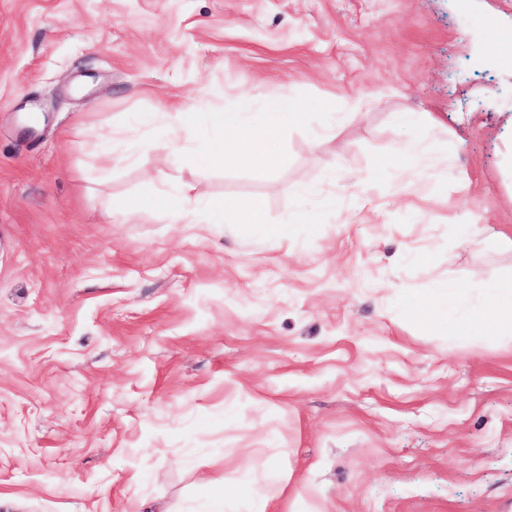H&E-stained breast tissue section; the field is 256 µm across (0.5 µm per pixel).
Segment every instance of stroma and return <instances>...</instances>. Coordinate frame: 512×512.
<instances>
[{"instance_id": "1", "label": "stroma", "mask_w": 512, "mask_h": 512, "mask_svg": "<svg viewBox=\"0 0 512 512\" xmlns=\"http://www.w3.org/2000/svg\"><path fill=\"white\" fill-rule=\"evenodd\" d=\"M505 35L512 0H0V512H512ZM275 97L286 165L169 147ZM233 209L226 204H212L205 216L198 211L187 200H182L173 209V217L176 223L181 224H223L230 223L233 216Z\"/></svg>"}]
</instances>
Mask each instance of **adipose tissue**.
I'll return each instance as SVG.
<instances>
[{
    "label": "adipose tissue",
    "mask_w": 512,
    "mask_h": 512,
    "mask_svg": "<svg viewBox=\"0 0 512 512\" xmlns=\"http://www.w3.org/2000/svg\"><path fill=\"white\" fill-rule=\"evenodd\" d=\"M304 117V112H301L285 98L269 101L264 110L260 112L246 114L213 110L203 116L213 129L223 134L225 143L232 145L239 156L256 158L264 163L272 161L280 165L286 163V156H276L272 153L279 134L285 126L301 123ZM246 121L258 128L262 137L250 144L240 145L235 143L233 136Z\"/></svg>",
    "instance_id": "adipose-tissue-1"
}]
</instances>
